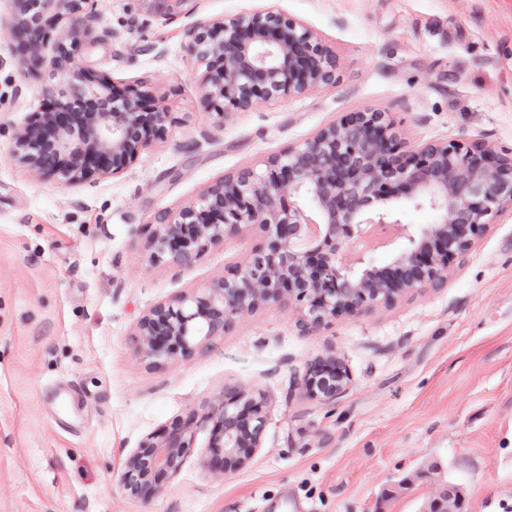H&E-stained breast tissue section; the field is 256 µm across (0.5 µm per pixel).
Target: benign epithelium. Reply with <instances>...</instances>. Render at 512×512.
Returning a JSON list of instances; mask_svg holds the SVG:
<instances>
[{"label": "benign epithelium", "mask_w": 512, "mask_h": 512, "mask_svg": "<svg viewBox=\"0 0 512 512\" xmlns=\"http://www.w3.org/2000/svg\"><path fill=\"white\" fill-rule=\"evenodd\" d=\"M90 2L12 0L23 61L62 82L47 90V106L15 131L11 152L30 174L67 185L123 173L169 117L164 105L149 100L145 83L117 88L76 56L77 42L94 34ZM47 14L66 19L50 52ZM184 35L187 53L207 72L201 102L221 119L339 79L333 45L270 11L193 24ZM404 204L432 212L434 221L404 223ZM505 210L512 211L511 149L481 139L411 142L386 112H348L268 158L264 168L244 167L177 210L157 214L147 244L153 264L190 266L253 226L264 239L243 265L152 306L138 320L131 344L147 365L159 367L191 356L243 315L273 304L295 305L298 330L318 333L343 314L441 287L450 265L466 257L491 217ZM373 234L400 242L391 266L377 265L360 247ZM349 384L333 351L314 358L296 379L305 396L325 403L342 397ZM208 424L213 454L203 466H246L265 431L261 395L226 387L223 399L201 417L176 420L142 438L118 476L123 492L144 503L154 499L181 472L194 430ZM463 503L450 486L429 501L428 512H463Z\"/></svg>", "instance_id": "7a95c632"}]
</instances>
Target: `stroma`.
Segmentation results:
<instances>
[{
  "label": "stroma",
  "instance_id": "obj_1",
  "mask_svg": "<svg viewBox=\"0 0 512 512\" xmlns=\"http://www.w3.org/2000/svg\"><path fill=\"white\" fill-rule=\"evenodd\" d=\"M78 55L116 85L146 82L167 107L160 136L122 174L65 186L29 174L14 131L51 79L21 65L12 0H0V512H424L445 482L465 512H512V213L494 216L446 285L295 327L294 306L242 316L190 358L149 367L130 337L153 305L243 264L262 233L193 265H153L155 216L259 167L345 113L388 112L406 138L512 149V0H94ZM266 10L322 34L336 85L219 119L200 103L193 24ZM335 351L333 404L295 378ZM234 386L263 396L261 447L209 471L196 428L178 476L149 504L116 475L139 440L203 412Z\"/></svg>",
  "mask_w": 512,
  "mask_h": 512
}]
</instances>
